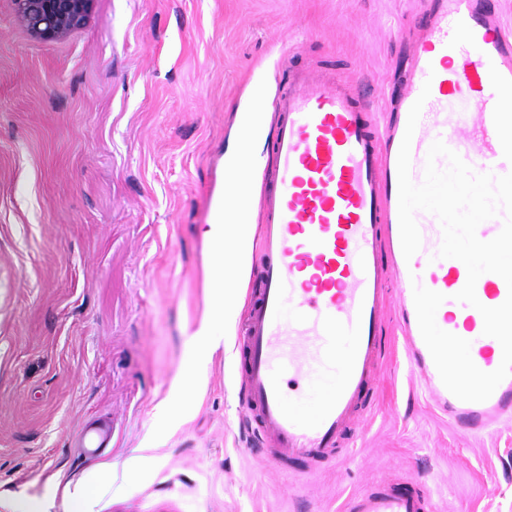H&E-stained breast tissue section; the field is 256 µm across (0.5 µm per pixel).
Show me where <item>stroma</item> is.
I'll return each instance as SVG.
<instances>
[{
	"mask_svg": "<svg viewBox=\"0 0 512 512\" xmlns=\"http://www.w3.org/2000/svg\"><path fill=\"white\" fill-rule=\"evenodd\" d=\"M421 0H94L43 44L0 0V512L84 485L91 512H340L398 466L440 512H512V424L453 432L384 353L364 457L315 480L245 452L234 348L258 224L242 237L237 309L192 393L194 334L224 318L206 233L219 223L240 113L288 69L368 81L376 110ZM297 55H289V45ZM111 419L87 455L80 430Z\"/></svg>",
	"mask_w": 512,
	"mask_h": 512,
	"instance_id": "1",
	"label": "stroma"
}]
</instances>
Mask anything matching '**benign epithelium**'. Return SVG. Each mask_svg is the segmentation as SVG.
Segmentation results:
<instances>
[{
	"label": "benign epithelium",
	"instance_id": "obj_1",
	"mask_svg": "<svg viewBox=\"0 0 512 512\" xmlns=\"http://www.w3.org/2000/svg\"><path fill=\"white\" fill-rule=\"evenodd\" d=\"M17 21L40 43L62 40L81 29L94 0H10Z\"/></svg>",
	"mask_w": 512,
	"mask_h": 512
}]
</instances>
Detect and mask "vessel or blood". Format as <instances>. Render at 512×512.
<instances>
[{"instance_id": "obj_1", "label": "vessel or blood", "mask_w": 512, "mask_h": 512, "mask_svg": "<svg viewBox=\"0 0 512 512\" xmlns=\"http://www.w3.org/2000/svg\"><path fill=\"white\" fill-rule=\"evenodd\" d=\"M499 5L425 0L412 64L391 90L384 120L368 82L289 71L272 103L273 164L260 193L252 191L245 161L224 176L225 224L235 228L253 215L260 224L262 261L235 354L248 443L274 469L301 463L313 478L359 455L363 437L352 428L378 388L392 304L409 371L449 427L482 437L512 421V376L482 402L461 400L445 387L419 328L413 286L444 295L437 325L468 340L472 361L485 372L499 367L503 350L484 335L479 308L501 305L512 290L485 273L475 285L479 307L457 301L468 270L439 257L437 217L416 213L421 248L409 259L399 218V152L416 100L424 105L411 143L414 182H422L438 140L475 172L512 171V28ZM311 392L318 401L302 411ZM342 509L439 512L428 487L393 466L348 495Z\"/></svg>"}]
</instances>
